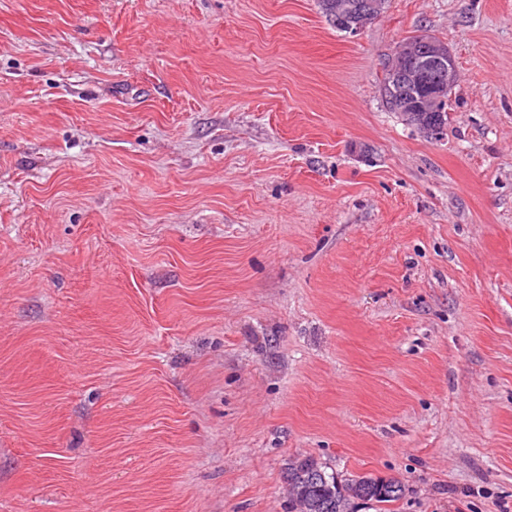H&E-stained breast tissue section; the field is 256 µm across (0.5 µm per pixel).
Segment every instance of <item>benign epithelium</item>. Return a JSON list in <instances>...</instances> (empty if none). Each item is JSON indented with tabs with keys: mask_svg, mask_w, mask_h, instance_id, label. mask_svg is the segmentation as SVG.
<instances>
[{
	"mask_svg": "<svg viewBox=\"0 0 512 512\" xmlns=\"http://www.w3.org/2000/svg\"><path fill=\"white\" fill-rule=\"evenodd\" d=\"M367 13L364 17L348 24L346 33L357 36L375 20L377 3L373 0L364 4ZM404 48L395 49L386 63L384 77H392L393 84L404 97L399 102V111L404 118L416 111L439 112L445 101L444 93L456 83L457 65L447 44L435 36L424 33L416 36L415 46L409 62L397 59Z\"/></svg>",
	"mask_w": 512,
	"mask_h": 512,
	"instance_id": "7a95c632",
	"label": "benign epithelium"
}]
</instances>
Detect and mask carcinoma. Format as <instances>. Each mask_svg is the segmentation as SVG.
<instances>
[{
	"instance_id": "1",
	"label": "carcinoma",
	"mask_w": 512,
	"mask_h": 512,
	"mask_svg": "<svg viewBox=\"0 0 512 512\" xmlns=\"http://www.w3.org/2000/svg\"><path fill=\"white\" fill-rule=\"evenodd\" d=\"M284 484L300 512H341L340 503L349 490L357 499L376 504L396 502L404 493V485L395 479L342 476L311 456L287 464Z\"/></svg>"
}]
</instances>
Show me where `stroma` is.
Instances as JSON below:
<instances>
[{"instance_id": "1", "label": "stroma", "mask_w": 512, "mask_h": 512, "mask_svg": "<svg viewBox=\"0 0 512 512\" xmlns=\"http://www.w3.org/2000/svg\"><path fill=\"white\" fill-rule=\"evenodd\" d=\"M430 141L381 103L420 32ZM512 512V0H0V512ZM403 52L402 46L395 49L386 63L383 79L390 74L393 84L404 97L398 108L405 120L410 112L419 110L424 120H434L438 114L435 112H442L444 93L456 83L455 57L447 44L427 33L416 36L412 56L407 63L397 59V56H403ZM409 62H412L411 66ZM311 456L291 460L284 473L290 501L300 512H341L340 503L350 489L357 500L376 504L398 501L404 485L395 479L349 475L342 476ZM298 489L294 497L291 489Z\"/></svg>"}]
</instances>
